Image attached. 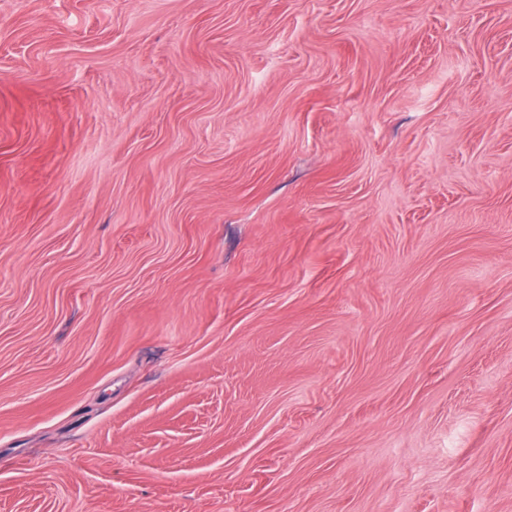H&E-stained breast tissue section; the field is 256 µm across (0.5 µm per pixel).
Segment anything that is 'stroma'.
<instances>
[{"mask_svg": "<svg viewBox=\"0 0 512 512\" xmlns=\"http://www.w3.org/2000/svg\"><path fill=\"white\" fill-rule=\"evenodd\" d=\"M0 512H512V0H0Z\"/></svg>", "mask_w": 512, "mask_h": 512, "instance_id": "stroma-1", "label": "stroma"}]
</instances>
